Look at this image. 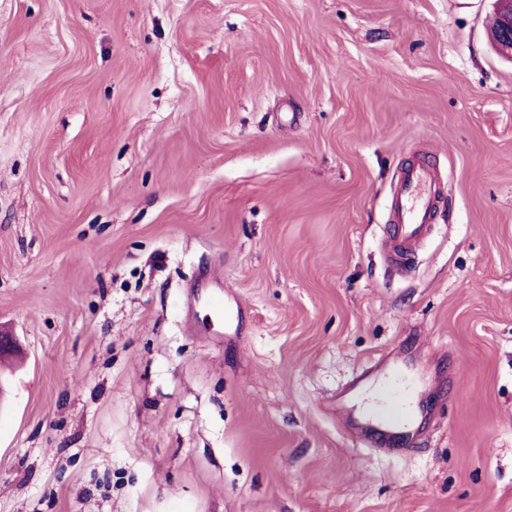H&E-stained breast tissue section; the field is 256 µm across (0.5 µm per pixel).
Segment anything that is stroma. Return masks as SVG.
<instances>
[{
    "instance_id": "35a3bbf8",
    "label": "stroma",
    "mask_w": 512,
    "mask_h": 512,
    "mask_svg": "<svg viewBox=\"0 0 512 512\" xmlns=\"http://www.w3.org/2000/svg\"><path fill=\"white\" fill-rule=\"evenodd\" d=\"M493 0H0V512H512ZM430 234L383 239L412 156ZM246 315L219 324L215 292ZM400 389L380 449L358 392ZM375 395L371 396V403L366 404L364 410L376 405L373 402ZM385 408L382 410L368 409L361 422L375 432H384L388 435L404 434L409 435L413 430L410 423L411 412L407 405V398L404 392L396 391L390 395Z\"/></svg>"
}]
</instances>
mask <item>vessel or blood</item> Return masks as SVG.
<instances>
[{"label":"vessel or blood","mask_w":512,"mask_h":512,"mask_svg":"<svg viewBox=\"0 0 512 512\" xmlns=\"http://www.w3.org/2000/svg\"><path fill=\"white\" fill-rule=\"evenodd\" d=\"M439 174L429 160L410 163L399 176L391 202L387 244L396 263H403L425 238L438 195ZM411 412L404 392L390 395L385 408L366 410L363 424L388 435L410 434Z\"/></svg>","instance_id":"vessel-or-blood-1"}]
</instances>
